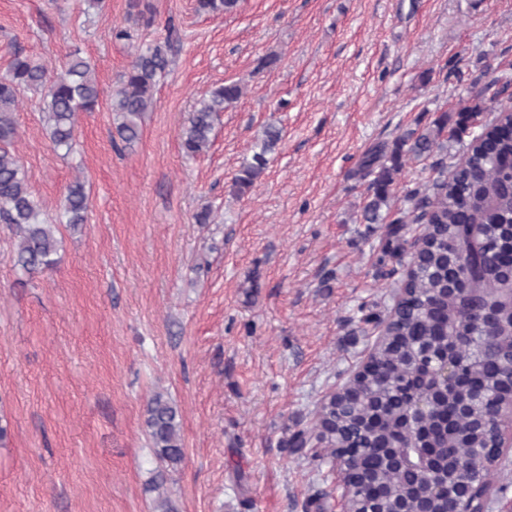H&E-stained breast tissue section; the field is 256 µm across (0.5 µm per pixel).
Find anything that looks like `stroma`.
Returning <instances> with one entry per match:
<instances>
[{"instance_id":"stroma-1","label":"stroma","mask_w":512,"mask_h":512,"mask_svg":"<svg viewBox=\"0 0 512 512\" xmlns=\"http://www.w3.org/2000/svg\"><path fill=\"white\" fill-rule=\"evenodd\" d=\"M165 40L157 104L133 146H114L119 77L141 43ZM76 48L101 95L75 153L54 150L36 97L15 113L10 150L35 198L55 210L79 179L89 209L30 276L0 223V512H153L158 390L180 412L175 512H305L319 490L340 512L334 472L285 442L371 350L379 330L361 313L387 315L388 272L405 268L383 257V225L359 221L360 161L438 110L456 116L475 78L512 77V0H241L224 15L196 0H0V75L15 52L54 69ZM227 81L241 98L185 157L193 105ZM270 122L283 139L237 196Z\"/></svg>"}]
</instances>
